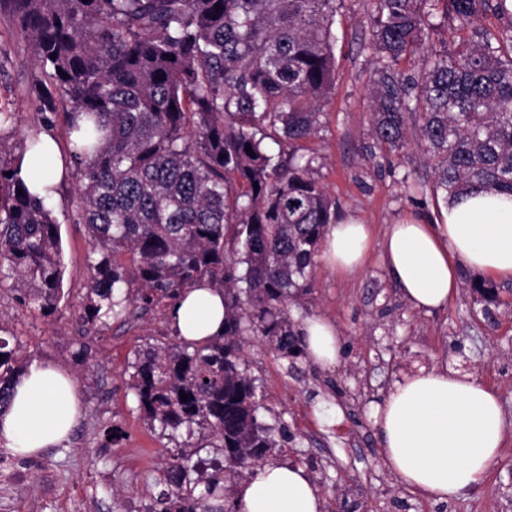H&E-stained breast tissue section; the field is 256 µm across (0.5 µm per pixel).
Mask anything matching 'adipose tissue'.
Instances as JSON below:
<instances>
[{
	"label": "adipose tissue",
	"mask_w": 512,
	"mask_h": 512,
	"mask_svg": "<svg viewBox=\"0 0 512 512\" xmlns=\"http://www.w3.org/2000/svg\"><path fill=\"white\" fill-rule=\"evenodd\" d=\"M38 155L24 156L18 176L37 198L54 201L65 175L64 155L41 134ZM444 221L411 219L389 225L383 262L402 296L417 310L447 307L458 288V269L512 280V197L476 188L449 199ZM369 225L346 218L330 225L318 258L339 272L359 269L371 241ZM173 329L190 343L224 331V296L209 287L187 289L171 308ZM307 356L321 368L336 365L340 337L320 317L299 326ZM9 411L0 416V446L37 455L67 438L80 413L79 388L66 370L32 365L16 384ZM388 469L409 489L437 502L457 498L480 483L501 457L507 421L497 391L453 368L405 376L373 410ZM323 493L299 466L266 464L238 486L237 512H323Z\"/></svg>",
	"instance_id": "ef3b65f1"
}]
</instances>
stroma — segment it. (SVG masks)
<instances>
[{
  "mask_svg": "<svg viewBox=\"0 0 512 512\" xmlns=\"http://www.w3.org/2000/svg\"><path fill=\"white\" fill-rule=\"evenodd\" d=\"M367 0H340L334 29L336 91L324 108L313 146L320 174L340 214L358 218L382 239L388 225L417 215L439 219L434 173L419 139L399 151L370 155V53L361 46ZM0 42L10 50L0 66V110L15 113L16 135L42 131L36 88L41 70L12 16L0 10ZM77 176H69L53 202L63 247V294L56 312L19 306L0 286V336L34 362H50L77 379L83 417L66 445L23 458L0 449V512H148L165 488L174 454L187 450L206 478L222 454L193 435L181 447L151 427L126 381L144 342L172 341L165 314L148 312L121 325L87 330L80 320L90 281L91 242L86 225L73 223ZM476 275L462 271L459 288L441 311L411 309L371 252L355 272L339 275L316 264L311 295L290 314L333 322L341 339L336 367L289 360L260 339L245 348L266 410L260 419L287 428L291 439L270 449L268 460L304 466L322 489L325 512H512V431L499 463L475 488L449 503L433 502L404 487L387 468L373 408L406 375L453 367L498 391L512 419V281L496 282L492 315L470 290ZM85 357H77L80 344Z\"/></svg>",
  "mask_w": 512,
  "mask_h": 512,
  "instance_id": "obj_1",
  "label": "stroma"
}]
</instances>
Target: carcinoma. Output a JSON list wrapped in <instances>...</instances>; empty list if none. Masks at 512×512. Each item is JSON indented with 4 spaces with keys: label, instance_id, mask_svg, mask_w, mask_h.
<instances>
[{
    "label": "carcinoma",
    "instance_id": "carcinoma-1",
    "mask_svg": "<svg viewBox=\"0 0 512 512\" xmlns=\"http://www.w3.org/2000/svg\"><path fill=\"white\" fill-rule=\"evenodd\" d=\"M337 2L0 0L42 69L45 122L61 98L68 129L81 131L67 156L80 174L72 219L93 244L83 323L169 309L201 282L224 292L222 335L148 343L131 365L150 425L173 438L206 430L226 463L197 494L191 456L177 453L152 512H224L228 480L291 439L259 421L244 337L304 356L290 306L312 293L336 200L302 143L318 136L336 87ZM486 16L497 24L478 25ZM450 21L467 33L453 48L438 38ZM367 25L370 150H400L412 130L443 199L476 187L511 196L506 0H371ZM418 54L422 68L403 70ZM38 143L36 133L11 146L0 137V267L18 303L50 316L63 282L59 224L14 169ZM28 367L0 337V414Z\"/></svg>",
    "mask_w": 512,
    "mask_h": 512
}]
</instances>
